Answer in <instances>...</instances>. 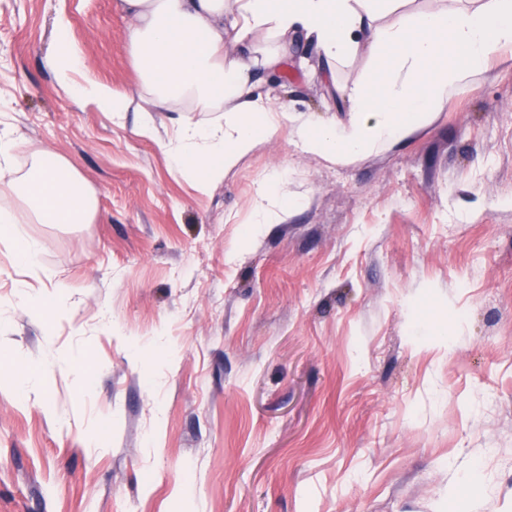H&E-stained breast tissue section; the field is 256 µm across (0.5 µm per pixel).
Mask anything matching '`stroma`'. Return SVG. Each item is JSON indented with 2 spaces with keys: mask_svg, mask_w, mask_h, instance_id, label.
Segmentation results:
<instances>
[{
  "mask_svg": "<svg viewBox=\"0 0 512 512\" xmlns=\"http://www.w3.org/2000/svg\"><path fill=\"white\" fill-rule=\"evenodd\" d=\"M62 16L76 82H139L118 0H0L14 174L54 152L96 205L23 225L37 269L0 242V512H512V44L350 165L296 126L352 119L369 49L289 48L261 88L294 124L202 192L180 113L143 137L60 87Z\"/></svg>",
  "mask_w": 512,
  "mask_h": 512,
  "instance_id": "stroma-1",
  "label": "stroma"
}]
</instances>
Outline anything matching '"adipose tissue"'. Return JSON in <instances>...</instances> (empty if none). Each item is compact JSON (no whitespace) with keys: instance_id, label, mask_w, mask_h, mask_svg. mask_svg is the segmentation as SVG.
<instances>
[{"instance_id":"ef3b65f1","label":"adipose tissue","mask_w":512,"mask_h":512,"mask_svg":"<svg viewBox=\"0 0 512 512\" xmlns=\"http://www.w3.org/2000/svg\"><path fill=\"white\" fill-rule=\"evenodd\" d=\"M405 0H120L133 20L127 47L140 84L136 98L143 136L154 134L151 115L208 112L209 122H182L170 154L177 171L191 175L200 191L224 178L258 136L276 134L289 118L287 104L264 102L261 75L282 66L289 42L314 44L328 63L356 53L368 42L375 68L371 83L351 89L350 124L306 126L301 144L341 163L389 143L418 127L451 86L481 72L503 44L512 43V0H484L471 11L406 13ZM395 14L388 25L377 19ZM49 66L60 86L100 112L127 111L132 97L105 83L76 85L71 72L82 59L68 29ZM20 147L0 133V239L21 262L37 268L41 244L22 235L37 215L44 224H84L93 200L84 182L60 157L45 151L24 177L12 176ZM25 197L29 207L12 201Z\"/></svg>"}]
</instances>
